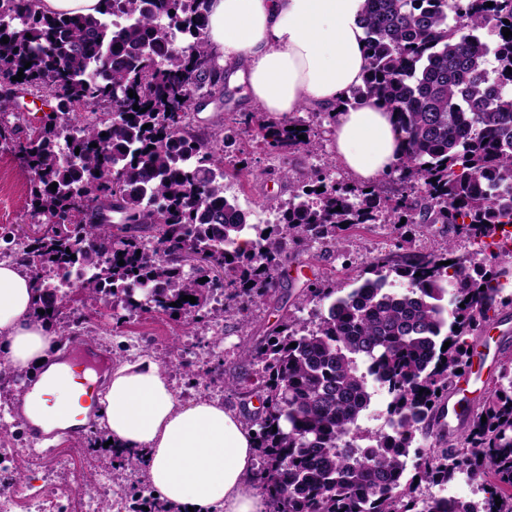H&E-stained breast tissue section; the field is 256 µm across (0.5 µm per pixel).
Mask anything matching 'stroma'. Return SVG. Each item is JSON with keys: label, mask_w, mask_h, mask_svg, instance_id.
Listing matches in <instances>:
<instances>
[{"label": "stroma", "mask_w": 512, "mask_h": 512, "mask_svg": "<svg viewBox=\"0 0 512 512\" xmlns=\"http://www.w3.org/2000/svg\"><path fill=\"white\" fill-rule=\"evenodd\" d=\"M253 109L241 87L226 85L223 98L208 100L197 112L195 131L199 136H208L214 122L225 112ZM231 137L233 143L225 151L226 160L266 171L267 176L262 180L225 178V196L248 213L251 223L257 227L275 223L276 204L289 198L287 185L271 174L274 161L259 142L238 131L232 132ZM31 186V175L18 156L1 149L0 235L36 231L38 219L29 208ZM393 243L387 226L373 224L353 232L345 251L312 245L303 254L302 264L288 266L291 279L284 284L281 297L289 313L298 321L309 320L310 308L301 306L298 299L306 281H332L344 291H351L358 286L367 261L378 252L392 249ZM85 313L84 341L109 353L98 377L99 387H106L111 369L149 356L162 364L180 403L202 397L220 401L225 408L237 411L242 410L243 400L238 390L225 386L222 368L233 367L239 376L248 373L249 367L240 356L242 348L270 333L279 323L278 313L263 305L249 308V325L245 328L234 313L225 315L218 323L195 311L171 318L116 309L108 299L88 302ZM18 392L15 386L0 388V448L15 451L12 464L0 471L1 482L27 493L53 486L65 488L70 496L62 500L61 512H78L77 496L96 495L99 482L108 479L113 493L124 497L122 512H145L152 507L153 498L140 492L141 483L147 478L145 468L130 470L120 466L118 456L103 445L105 432L101 423H94L92 435L63 438L47 450L31 444L11 415Z\"/></svg>", "instance_id": "obj_1"}]
</instances>
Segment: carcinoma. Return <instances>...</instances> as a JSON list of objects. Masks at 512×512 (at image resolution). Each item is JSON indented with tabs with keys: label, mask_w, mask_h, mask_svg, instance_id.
<instances>
[{
	"label": "carcinoma",
	"mask_w": 512,
	"mask_h": 512,
	"mask_svg": "<svg viewBox=\"0 0 512 512\" xmlns=\"http://www.w3.org/2000/svg\"><path fill=\"white\" fill-rule=\"evenodd\" d=\"M105 4L97 17L67 16L46 14L40 0H0V38H9L0 42V93L57 101L23 142L0 126V146L18 150L32 174L34 215L52 225L16 242L36 308L51 310L42 319L54 324L62 314L44 273L80 266L91 274L78 289L91 299L122 294L133 309L171 316L192 307L217 321L271 301L287 279L288 252L298 257L311 242L341 247L360 224H388L395 250L373 257L358 287L343 296L317 282L302 289L303 304L332 299L313 327L284 316L241 351L258 366L233 382L260 402L245 414L260 453L252 481L273 512H475L472 503L415 496L419 483L464 474L481 483L484 512H512V352L501 351L459 434L433 430L457 370L469 369V336L512 305L498 295L512 275V237L474 272L454 250L456 238L483 242L512 225V204L494 194L512 190V35L502 32L512 30V0H364L363 83L340 105L378 100L395 112L405 140L373 185L337 181L320 167L288 169V155L320 149L304 120L230 113L280 161L275 172L291 192L278 223L255 236L224 195V126L206 139L192 127L201 91L224 96L227 66L206 40L208 0ZM488 25L497 32L491 43L480 35ZM20 70L22 80H13ZM78 108L87 117L75 124ZM111 212L120 215L119 234ZM143 224L153 231L147 241ZM436 224L451 230L444 248L414 249ZM392 273L406 284L395 298L374 288ZM216 293L222 311L210 306ZM362 363L389 396L393 432L356 450L357 416L371 396ZM411 452L417 464L408 478Z\"/></svg>",
	"instance_id": "carcinoma-1"
}]
</instances>
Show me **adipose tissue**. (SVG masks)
<instances>
[{
    "mask_svg": "<svg viewBox=\"0 0 512 512\" xmlns=\"http://www.w3.org/2000/svg\"><path fill=\"white\" fill-rule=\"evenodd\" d=\"M364 0H208L206 36L248 101L282 119L300 107L335 112L333 149L355 180L375 183L401 157L403 133L389 108L373 99L342 109L362 82ZM37 295L15 263L0 262V363L41 367L24 396L27 417L49 432L102 416L114 447L145 457L149 483L169 504L194 512H269L251 487L252 430L216 400L179 404L158 362L142 357L117 367L96 399L79 403L82 380L56 358L57 341L33 315Z\"/></svg>",
    "mask_w": 512,
    "mask_h": 512,
    "instance_id": "1",
    "label": "adipose tissue"
}]
</instances>
